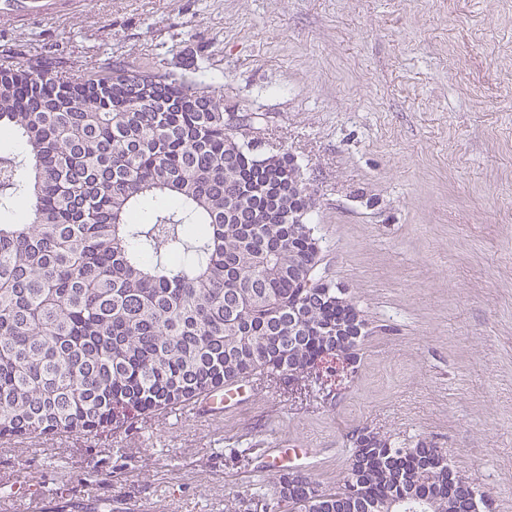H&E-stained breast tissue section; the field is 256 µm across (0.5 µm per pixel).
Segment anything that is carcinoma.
I'll list each match as a JSON object with an SVG mask.
<instances>
[{"mask_svg":"<svg viewBox=\"0 0 512 512\" xmlns=\"http://www.w3.org/2000/svg\"><path fill=\"white\" fill-rule=\"evenodd\" d=\"M193 60L126 58L55 73L50 52L0 51V437L68 429L115 433L218 388L288 382V349L254 337L288 324V307L320 290L309 223L288 232V208L312 212L288 152L247 139L254 116L224 109V85ZM261 213L265 223L252 221ZM310 286L288 278V248ZM256 300L237 301L241 289ZM318 324L336 322V288ZM320 339L302 346L308 363ZM343 486L279 474L287 512H345L350 494L385 495L365 470H408L436 458L421 440L379 448L352 435Z\"/></svg>","mask_w":512,"mask_h":512,"instance_id":"obj_1","label":"carcinoma"}]
</instances>
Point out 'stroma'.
Wrapping results in <instances>:
<instances>
[{"label":"stroma","instance_id":"stroma-1","mask_svg":"<svg viewBox=\"0 0 512 512\" xmlns=\"http://www.w3.org/2000/svg\"><path fill=\"white\" fill-rule=\"evenodd\" d=\"M40 46L65 71L115 52L221 73L263 149L301 163L321 271L367 333L356 374L321 365L322 394L261 381L222 416L0 439V512H283L277 470L340 486L363 428L430 442L512 512V0H87L0 21V48Z\"/></svg>","mask_w":512,"mask_h":512}]
</instances>
